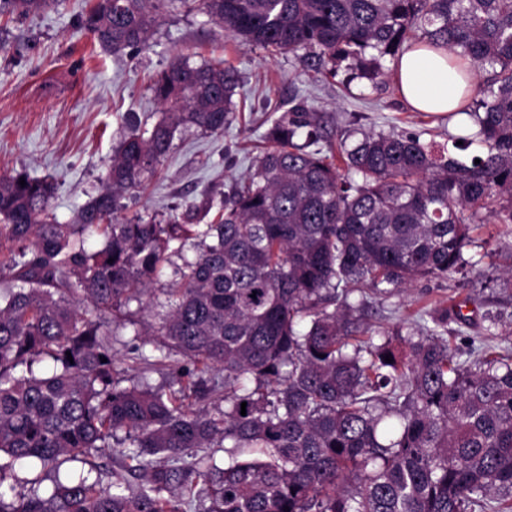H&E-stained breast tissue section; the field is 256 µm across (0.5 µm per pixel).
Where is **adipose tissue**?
<instances>
[{"instance_id":"adipose-tissue-1","label":"adipose tissue","mask_w":512,"mask_h":512,"mask_svg":"<svg viewBox=\"0 0 512 512\" xmlns=\"http://www.w3.org/2000/svg\"><path fill=\"white\" fill-rule=\"evenodd\" d=\"M394 78L407 104L434 114L458 111L465 91L474 86L471 73L453 66L448 51L423 47L399 55Z\"/></svg>"}]
</instances>
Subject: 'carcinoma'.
I'll return each mask as SVG.
<instances>
[{"label":"carcinoma","instance_id":"cac0c4a2","mask_svg":"<svg viewBox=\"0 0 512 512\" xmlns=\"http://www.w3.org/2000/svg\"><path fill=\"white\" fill-rule=\"evenodd\" d=\"M63 2L0 0V16ZM168 3L93 0L81 25L105 49L147 48ZM203 5L245 44L325 74L347 62L376 87L385 57L446 49L486 73L484 98L463 106L477 131L452 146L363 133L338 165L317 113L299 105L273 120L253 172L219 205L120 218L179 128L229 123L236 71L178 55L151 85L160 116L120 140L75 220L58 221L53 179L0 175V512H512V350L453 348L446 309L405 335L354 316L369 292L470 264L490 204L512 224V0ZM475 142L485 151L460 158ZM189 244L199 253L145 331L159 356L131 357L189 383L121 387L109 327L132 322V303ZM44 358L53 370L38 373ZM112 444L122 464L108 486L81 476L42 491L37 478L7 500L15 464L57 470L68 455L94 469ZM209 448L224 449L223 464L187 461Z\"/></svg>","mask_w":512,"mask_h":512}]
</instances>
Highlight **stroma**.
I'll return each mask as SVG.
<instances>
[{"label":"stroma","mask_w":512,"mask_h":512,"mask_svg":"<svg viewBox=\"0 0 512 512\" xmlns=\"http://www.w3.org/2000/svg\"><path fill=\"white\" fill-rule=\"evenodd\" d=\"M83 0L32 17L0 22V175L52 176L57 183L53 209L60 222L72 221L103 185L120 138L151 126L160 107L150 90L152 76L178 54L192 64L224 62L238 74L234 121L224 134L196 129L177 132L174 149L161 174L143 191L125 195L123 215H170L173 209L209 197L222 199L231 185L246 177L267 144L276 113L298 103L322 117L333 149L350 144L354 130L430 133L447 141V119L412 109L394 81L373 87L365 79L347 81L345 71L324 77L291 56H272L226 37L204 12L200 0H175L160 12L148 48L115 54L95 43L80 24ZM476 267L445 279H419L386 299L367 296L361 314L373 327L403 331L428 325L433 309L461 310L468 325L449 323L451 343L467 349L471 339L493 332L512 341V296L497 286L512 263V224L488 223L465 250ZM182 257L153 284L133 325L118 328L112 349L119 358V379L130 386L147 379L154 387L175 384L163 367L149 370L130 360L128 348L145 343V323L157 320L158 304L176 277ZM501 314L489 328L485 313Z\"/></svg>","instance_id":"1"}]
</instances>
